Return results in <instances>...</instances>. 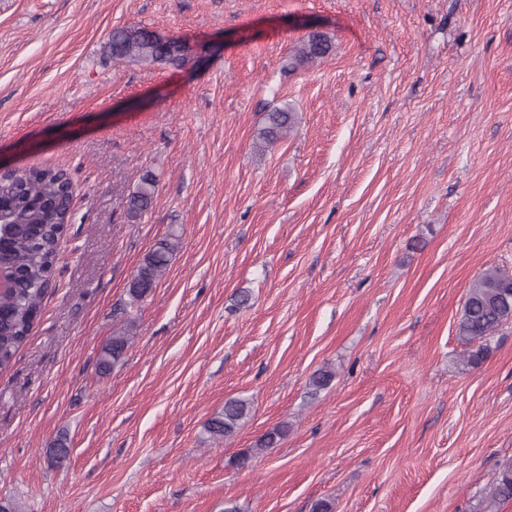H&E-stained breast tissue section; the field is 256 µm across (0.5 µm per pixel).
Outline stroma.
I'll list each match as a JSON object with an SVG mask.
<instances>
[{
  "label": "stroma",
  "instance_id": "obj_1",
  "mask_svg": "<svg viewBox=\"0 0 512 512\" xmlns=\"http://www.w3.org/2000/svg\"><path fill=\"white\" fill-rule=\"evenodd\" d=\"M123 26L182 40L186 64L113 60ZM316 31L330 54L289 69ZM272 104L298 125L261 153ZM0 165L75 188L55 286L0 372V497L483 512L512 462V323L467 367L456 321L484 269L512 273V0H0ZM148 171L153 204L128 221ZM173 230L135 342L100 373L114 307ZM234 397L252 413L214 441ZM252 407L247 398H231L204 425V429L214 439L231 440L242 423L251 415ZM288 433V425L282 423L262 434L251 448L245 450L238 459L239 466H245L248 462L264 455L270 448L277 447Z\"/></svg>",
  "mask_w": 512,
  "mask_h": 512
}]
</instances>
